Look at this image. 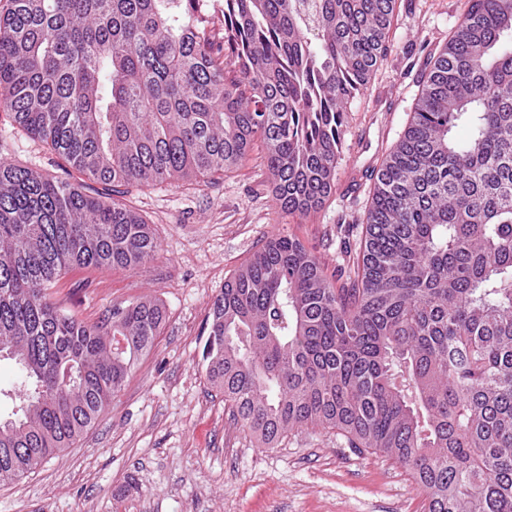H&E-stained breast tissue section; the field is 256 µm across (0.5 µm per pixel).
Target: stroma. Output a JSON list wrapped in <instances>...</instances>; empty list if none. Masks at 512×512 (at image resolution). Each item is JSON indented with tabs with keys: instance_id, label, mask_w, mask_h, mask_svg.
I'll list each match as a JSON object with an SVG mask.
<instances>
[{
	"instance_id": "stroma-1",
	"label": "stroma",
	"mask_w": 512,
	"mask_h": 512,
	"mask_svg": "<svg viewBox=\"0 0 512 512\" xmlns=\"http://www.w3.org/2000/svg\"><path fill=\"white\" fill-rule=\"evenodd\" d=\"M463 2L399 0V48L352 102L336 189L316 212L284 215L256 152L241 171L212 183L126 187L118 200L152 224L159 258L141 271H68L51 299L93 323L113 303L148 296L163 304L165 325L93 427L34 472L0 485V512H424V491L385 454L344 447L323 430L260 447L211 387L202 350L225 277L268 237L296 236L330 275L353 257L369 174L402 135L426 56L461 23ZM0 161L100 189L2 111Z\"/></svg>"
}]
</instances>
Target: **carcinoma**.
<instances>
[{"label": "carcinoma", "instance_id": "obj_1", "mask_svg": "<svg viewBox=\"0 0 512 512\" xmlns=\"http://www.w3.org/2000/svg\"><path fill=\"white\" fill-rule=\"evenodd\" d=\"M203 4L8 0L0 110L114 188L217 181L257 143L283 213L318 210L350 105L394 48L397 0ZM364 224L338 285L282 234L224 279L211 386L266 448L321 428L394 458L426 512H512V0H465ZM159 254L135 210L0 163V358L21 370L1 482L80 437L165 321L145 299L86 323L50 301L55 280Z\"/></svg>", "mask_w": 512, "mask_h": 512}]
</instances>
